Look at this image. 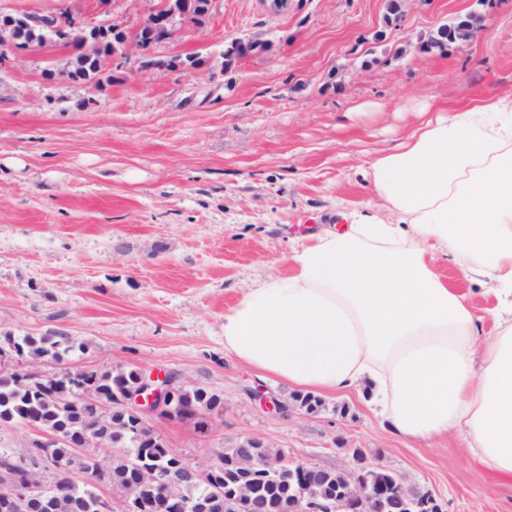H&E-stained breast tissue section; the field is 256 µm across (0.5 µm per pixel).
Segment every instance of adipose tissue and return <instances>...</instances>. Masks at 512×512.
<instances>
[{
  "instance_id": "ef3b65f1",
  "label": "adipose tissue",
  "mask_w": 512,
  "mask_h": 512,
  "mask_svg": "<svg viewBox=\"0 0 512 512\" xmlns=\"http://www.w3.org/2000/svg\"><path fill=\"white\" fill-rule=\"evenodd\" d=\"M370 169L378 208L247 288L224 315V351L300 390H366L393 434L455 433L512 479V92L443 110ZM440 256L487 285L493 330Z\"/></svg>"
}]
</instances>
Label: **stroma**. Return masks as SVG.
Masks as SVG:
<instances>
[{"label": "stroma", "mask_w": 512, "mask_h": 512, "mask_svg": "<svg viewBox=\"0 0 512 512\" xmlns=\"http://www.w3.org/2000/svg\"><path fill=\"white\" fill-rule=\"evenodd\" d=\"M159 0H0V14L108 16L131 28ZM215 0L205 22L72 78L69 50L0 57V374L48 378L115 366L175 373L221 394L209 428L158 419L168 448L202 467L252 437L289 460L346 467L355 450L430 491L445 512H512V481L477 467L456 436H394L356 392L322 393L315 414L258 409L264 385L293 388L224 352V315L243 290L287 274L294 246L348 223L372 199L364 163L452 106L512 89V0ZM467 43L421 52L467 14ZM263 47L224 64V45ZM68 334L63 360L18 356L8 337Z\"/></svg>", "instance_id": "1"}]
</instances>
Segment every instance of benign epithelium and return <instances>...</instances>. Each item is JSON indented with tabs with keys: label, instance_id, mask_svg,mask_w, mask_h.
I'll list each match as a JSON object with an SVG mask.
<instances>
[{
	"label": "benign epithelium",
	"instance_id": "1",
	"mask_svg": "<svg viewBox=\"0 0 512 512\" xmlns=\"http://www.w3.org/2000/svg\"><path fill=\"white\" fill-rule=\"evenodd\" d=\"M194 4L195 0H162L158 8L132 29H123L108 22L87 23L73 17L56 42L68 45L73 51L75 44L89 38L91 33H118L121 39L120 52L106 54L100 57L98 62L122 60L127 58L133 49L142 54L147 52L153 45L161 42L162 34L168 39L172 38L181 30L183 22L192 17ZM26 20L28 16L23 15L0 23V52L5 54L24 49V44L18 42L16 27L20 22L26 23ZM482 27V17L466 15L458 25L456 41H469L482 30ZM134 373L135 387L116 397L117 404L142 421L174 417L175 394L177 389L187 386V383L174 376L147 373L141 369L134 370ZM250 395L267 409L282 411L289 407L288 403L266 393L261 385L250 391ZM67 442L74 448L73 462L68 467L71 477L75 480L84 479L99 490L112 488L107 481L109 466L99 463L95 469L86 471L81 465L87 458L88 449L107 447L98 435L97 428H87L76 438L67 439ZM245 460L250 468L267 477L278 476L280 469L283 468L288 470V477H296L303 482L309 474L318 471L315 466L295 463L284 456L274 464L267 457L256 456L249 451L245 455ZM353 461L355 465L336 471L335 492L325 493L313 489L301 491L296 497V512H377L391 488L404 498L406 507L411 512H443L441 502L432 493H414L399 479L393 481L390 487L383 482L369 483L361 479L359 469L367 462L363 452H353ZM221 463L222 458L218 457L204 467L192 468L186 465L184 470L190 476L206 482ZM22 465L24 461L21 456H13L0 465V512H40L41 509L50 507L51 502L59 499L55 484L45 471L25 470L23 477H17L19 467ZM181 485L182 481L177 476L143 469L136 474L135 481L123 492L122 510L130 512L133 509V497L141 491L146 492L155 487L162 489L165 504L172 512H208V505L224 493V488L216 485L208 497L194 501L184 497Z\"/></svg>",
	"mask_w": 512,
	"mask_h": 512
}]
</instances>
